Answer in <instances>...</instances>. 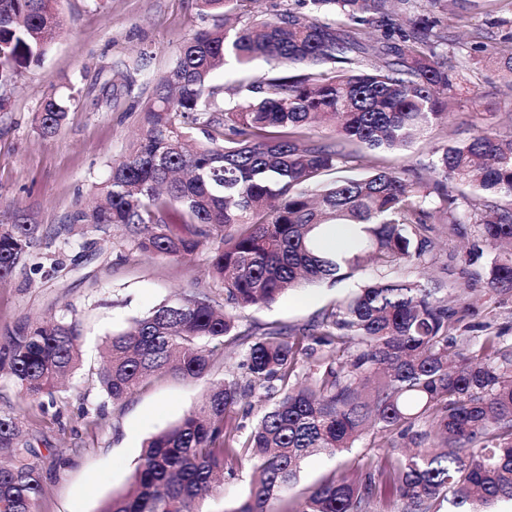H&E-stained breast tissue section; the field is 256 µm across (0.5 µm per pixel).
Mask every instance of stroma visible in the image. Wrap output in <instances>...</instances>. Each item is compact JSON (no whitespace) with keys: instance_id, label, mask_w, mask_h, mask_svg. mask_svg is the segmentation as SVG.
<instances>
[{"instance_id":"stroma-1","label":"stroma","mask_w":512,"mask_h":512,"mask_svg":"<svg viewBox=\"0 0 512 512\" xmlns=\"http://www.w3.org/2000/svg\"><path fill=\"white\" fill-rule=\"evenodd\" d=\"M63 26L40 62L23 68L0 106V222L20 215L42 225L35 258L0 282V338L19 323L75 315L82 322L81 361L76 372L37 403L0 376V412L23 418L41 455L37 465L46 488L41 512H100L129 483L143 441L178 421L202 399L211 382L237 371L238 352H225L210 379L158 378L119 403L106 402L97 374L105 337L125 329L175 294L208 297L223 305L224 288L208 274L201 250L173 259L136 250L127 232H96L75 226L67 239L54 237L68 215L94 203L97 186L113 160L124 155L143 126L151 94L149 78L162 75L179 46L197 31L222 24L197 0H55ZM504 24L462 8L458 0L437 10L438 31L452 40L449 63L466 62L470 86L447 119L450 137L465 139L491 125L512 131V92L503 87L486 53L472 49L477 32L493 40L512 34V0H503ZM57 94L69 101L66 124L42 137L36 114L43 99ZM436 262L427 271L462 287L477 279L494 252L472 234L437 225ZM351 287L303 286L269 307L247 310L244 324L307 322ZM472 333L502 332L512 341V297L474 295ZM378 434L366 436L337 456L317 454L301 466L290 489L291 502L343 470L379 466L387 455Z\"/></svg>"}]
</instances>
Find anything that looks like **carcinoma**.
<instances>
[{
    "label": "carcinoma",
    "mask_w": 512,
    "mask_h": 512,
    "mask_svg": "<svg viewBox=\"0 0 512 512\" xmlns=\"http://www.w3.org/2000/svg\"><path fill=\"white\" fill-rule=\"evenodd\" d=\"M50 0H0V88L39 60L61 27ZM224 20L235 0H197ZM393 0H295L252 25L194 34L153 83L144 129L112 162L103 204L78 208L72 224L124 228L143 253L179 258L209 249V273L224 285V311L206 297L166 300L105 339L101 392L114 403L158 376L203 379L217 347L242 350L245 379L224 375L176 424L147 439L128 487L100 512H203L213 484L245 462L257 472L248 494L224 512H501L512 503V344L502 333L466 335L471 306L458 287L410 275L433 264L432 224L494 250L481 291L512 294V132L478 130L435 148L434 179L380 164L341 175L363 151L402 152L439 126L468 81L448 65V39ZM383 28L373 41L369 30ZM512 91V37L492 49ZM272 64L218 108L207 88L228 60ZM56 95L37 128L54 135L68 116ZM335 126L323 144L304 129ZM204 141L189 144L187 126ZM354 224L338 250L328 227ZM40 226L0 225V281L26 264ZM377 278L301 325L258 333L242 312L268 307L302 284L347 280L366 265ZM81 322L24 323L0 339V372L23 395H53L79 365ZM269 405L243 432L238 406ZM389 449L374 469L325 478L295 509L288 490L300 464L352 448L368 426ZM40 449L23 422L0 413V512H39L44 495L32 459Z\"/></svg>",
    "instance_id": "1"
}]
</instances>
